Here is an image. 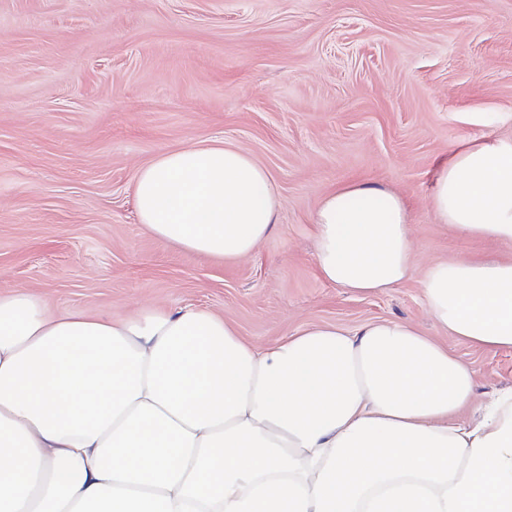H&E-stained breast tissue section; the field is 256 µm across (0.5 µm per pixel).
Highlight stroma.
I'll return each instance as SVG.
<instances>
[{
    "label": "stroma",
    "instance_id": "35a3bbf8",
    "mask_svg": "<svg viewBox=\"0 0 512 512\" xmlns=\"http://www.w3.org/2000/svg\"><path fill=\"white\" fill-rule=\"evenodd\" d=\"M512 140V0H0V293L123 318L195 305L267 347L311 326L408 321L512 388V350L448 335L420 277L358 296L316 274L310 218L332 190L407 205L419 267L512 260L429 205L468 139ZM224 142L271 173L273 233L234 263L144 230L141 166Z\"/></svg>",
    "mask_w": 512,
    "mask_h": 512
}]
</instances>
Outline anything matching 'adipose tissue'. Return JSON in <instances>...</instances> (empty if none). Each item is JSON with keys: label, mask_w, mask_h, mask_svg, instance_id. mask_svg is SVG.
Returning a JSON list of instances; mask_svg holds the SVG:
<instances>
[{"label": "adipose tissue", "mask_w": 512, "mask_h": 512, "mask_svg": "<svg viewBox=\"0 0 512 512\" xmlns=\"http://www.w3.org/2000/svg\"><path fill=\"white\" fill-rule=\"evenodd\" d=\"M139 222L237 262L279 220L269 171L195 144L144 165ZM436 220L512 242V143L468 140L430 194ZM319 277L368 296L420 275L450 335L512 349V260L416 271L408 210L373 183L312 217ZM478 404L481 419L458 420ZM0 512H512V390L410 323L312 326L266 348L193 306L115 319L0 294Z\"/></svg>", "instance_id": "adipose-tissue-1"}]
</instances>
